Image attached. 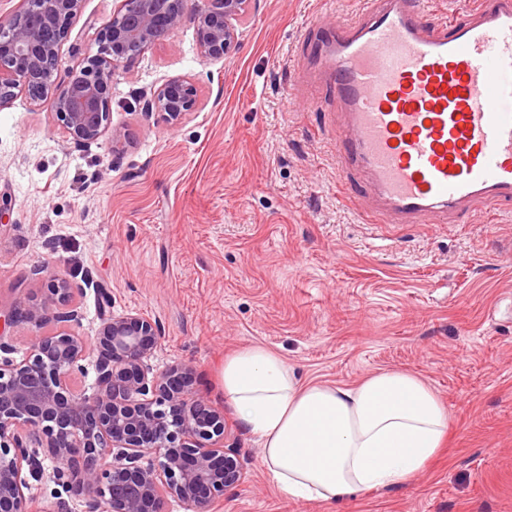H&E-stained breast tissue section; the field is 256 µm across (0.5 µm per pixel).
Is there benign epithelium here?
<instances>
[{"mask_svg":"<svg viewBox=\"0 0 512 512\" xmlns=\"http://www.w3.org/2000/svg\"><path fill=\"white\" fill-rule=\"evenodd\" d=\"M254 0H121L96 52L63 67L61 47L82 0H21L0 21V107L28 88L51 102L59 126L81 145L109 134L112 84L125 64L186 24L201 57L218 61L237 43ZM67 75L61 76L62 69ZM196 104V89L172 78L143 108L174 124ZM46 288L19 318L55 330L16 361L0 357V512H29L43 461L62 486L83 498L84 512H168L178 500L211 512L244 476L239 455L224 447V421L194 390L191 366L155 369L156 321L102 313L93 343L78 331L80 307L69 304L66 278L43 267ZM94 362L92 390L74 386Z\"/></svg>","mask_w":512,"mask_h":512,"instance_id":"1","label":"benign epithelium"}]
</instances>
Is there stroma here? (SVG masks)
I'll return each instance as SVG.
<instances>
[{
    "label": "stroma",
    "mask_w": 512,
    "mask_h": 512,
    "mask_svg": "<svg viewBox=\"0 0 512 512\" xmlns=\"http://www.w3.org/2000/svg\"><path fill=\"white\" fill-rule=\"evenodd\" d=\"M120 0H84L62 46L96 51ZM364 0H257L234 50L200 57L186 25L121 68L111 121L126 137L78 145L50 103L0 108V326L14 360L51 324L15 319L52 266L95 335L102 307L159 321L152 363L193 366L246 460L218 512H512V204L464 224L372 223L336 169L333 94L307 83L313 30ZM197 89L180 124L142 93ZM261 344L301 379L351 385L383 369L421 375L448 408L445 447L400 488L291 501L224 400L225 357Z\"/></svg>",
    "instance_id": "obj_1"
}]
</instances>
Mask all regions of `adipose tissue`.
Returning <instances> with one entry per match:
<instances>
[{"instance_id": "ef3b65f1", "label": "adipose tissue", "mask_w": 512, "mask_h": 512, "mask_svg": "<svg viewBox=\"0 0 512 512\" xmlns=\"http://www.w3.org/2000/svg\"><path fill=\"white\" fill-rule=\"evenodd\" d=\"M222 384L292 501L407 485L448 433L446 406L408 370H379L352 386L307 383L278 354L252 345L225 358Z\"/></svg>"}]
</instances>
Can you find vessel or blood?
Instances as JSON below:
<instances>
[{
  "label": "vessel or blood",
  "mask_w": 512,
  "mask_h": 512,
  "mask_svg": "<svg viewBox=\"0 0 512 512\" xmlns=\"http://www.w3.org/2000/svg\"><path fill=\"white\" fill-rule=\"evenodd\" d=\"M423 0H366L311 52L343 104L336 165L381 224H457L512 202V0L427 24Z\"/></svg>",
  "instance_id": "b4317fda"
}]
</instances>
